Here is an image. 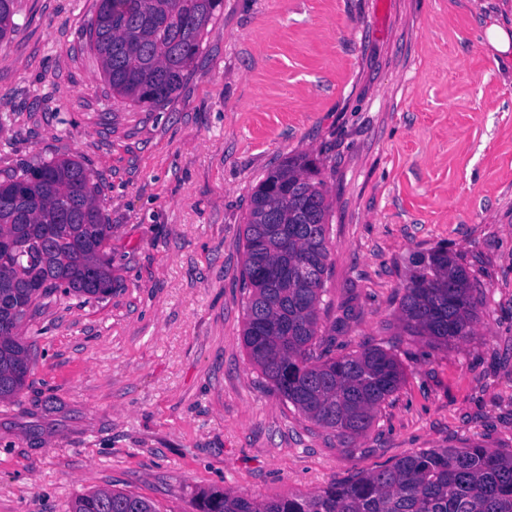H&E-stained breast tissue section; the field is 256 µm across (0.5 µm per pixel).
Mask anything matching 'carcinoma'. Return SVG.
Here are the masks:
<instances>
[{"label": "carcinoma", "mask_w": 512, "mask_h": 512, "mask_svg": "<svg viewBox=\"0 0 512 512\" xmlns=\"http://www.w3.org/2000/svg\"><path fill=\"white\" fill-rule=\"evenodd\" d=\"M16 0H0V40L16 30ZM224 0H99L88 25L112 92L137 105L166 103L194 66ZM330 205L315 163L302 156L271 170L251 196L242 288L243 342L264 379L314 423L353 440L372 426L402 382L392 355L368 348L317 352L329 258ZM97 186L78 161L49 160L0 181V400L23 391L30 354L19 336L29 311L54 292L102 299L112 290ZM480 300L459 258L437 249L415 262L401 320L434 342L472 334ZM198 512H512V454L478 444L414 453L394 465L333 482L311 496L259 501L201 493ZM71 512H156L117 490L77 496Z\"/></svg>", "instance_id": "cac0c4a2"}]
</instances>
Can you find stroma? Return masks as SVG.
Returning a JSON list of instances; mask_svg holds the SVG:
<instances>
[{"mask_svg": "<svg viewBox=\"0 0 512 512\" xmlns=\"http://www.w3.org/2000/svg\"><path fill=\"white\" fill-rule=\"evenodd\" d=\"M97 8L16 0L0 41V179L77 160L112 226L111 294H54L20 330L31 371L0 401V512H69L99 489L196 512L208 490L264 501L410 453H512V56L484 39L512 0H224L157 107L113 96ZM299 155L331 205L322 337L403 369L351 443L274 392L242 341L250 196ZM440 246L481 297L472 335L446 344L400 314Z\"/></svg>", "mask_w": 512, "mask_h": 512, "instance_id": "obj_1", "label": "stroma"}]
</instances>
